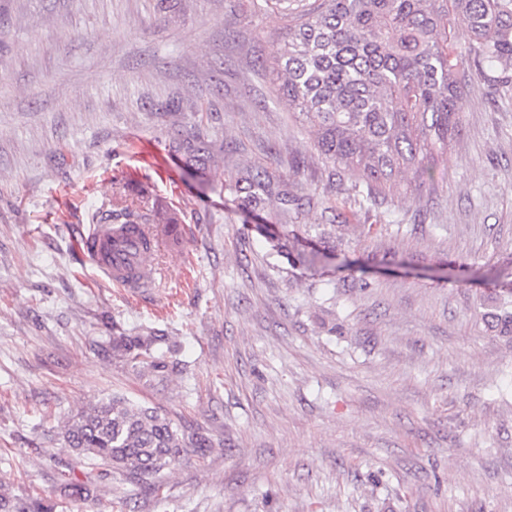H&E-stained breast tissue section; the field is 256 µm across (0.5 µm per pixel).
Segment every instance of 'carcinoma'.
<instances>
[{"label": "carcinoma", "mask_w": 512, "mask_h": 512, "mask_svg": "<svg viewBox=\"0 0 512 512\" xmlns=\"http://www.w3.org/2000/svg\"><path fill=\"white\" fill-rule=\"evenodd\" d=\"M253 14L280 15L284 32L276 55L259 62L274 80L277 97L306 128L311 145L335 169L359 175L367 189L410 172L434 179V162L459 137L460 69L476 59L485 71L512 69V0H246ZM464 33L455 30L456 20ZM169 154L189 174L205 169L216 146L203 135L173 136ZM228 190L248 209H267L274 222L255 229L280 238L288 217L311 204L289 179L260 165H245ZM112 222L147 226L145 244L159 242L175 225L160 212H145L127 194L112 198ZM107 350L160 379L187 373L179 344L164 331L134 333L112 327ZM60 435L96 469L156 493L160 474L182 453L209 454L200 429L179 426L157 409L120 397L88 404L62 422ZM63 496H93L90 476L67 475ZM51 494L17 496L0 491V512H58Z\"/></svg>", "instance_id": "1"}]
</instances>
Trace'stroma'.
<instances>
[{
  "label": "stroma",
  "instance_id": "35a3bbf8",
  "mask_svg": "<svg viewBox=\"0 0 512 512\" xmlns=\"http://www.w3.org/2000/svg\"><path fill=\"white\" fill-rule=\"evenodd\" d=\"M278 15L232 0H0V484L59 489V422L119 395L202 428L159 495L111 477L64 512H512V90L469 63L462 130L430 183L365 197L330 172L259 60ZM231 137L190 176L169 135ZM313 208L287 253L225 191L288 174ZM138 196L177 224L130 296L81 232ZM319 250L310 269L291 254ZM180 342L148 380L113 325Z\"/></svg>",
  "mask_w": 512,
  "mask_h": 512
}]
</instances>
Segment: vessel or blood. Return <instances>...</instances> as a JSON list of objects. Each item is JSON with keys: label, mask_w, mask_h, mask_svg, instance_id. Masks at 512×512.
I'll return each instance as SVG.
<instances>
[{"label": "vessel or blood", "mask_w": 512, "mask_h": 512, "mask_svg": "<svg viewBox=\"0 0 512 512\" xmlns=\"http://www.w3.org/2000/svg\"><path fill=\"white\" fill-rule=\"evenodd\" d=\"M141 225L116 224L103 218L81 237L83 250L99 272L132 296L148 291L155 273L142 262Z\"/></svg>", "instance_id": "obj_1"}]
</instances>
